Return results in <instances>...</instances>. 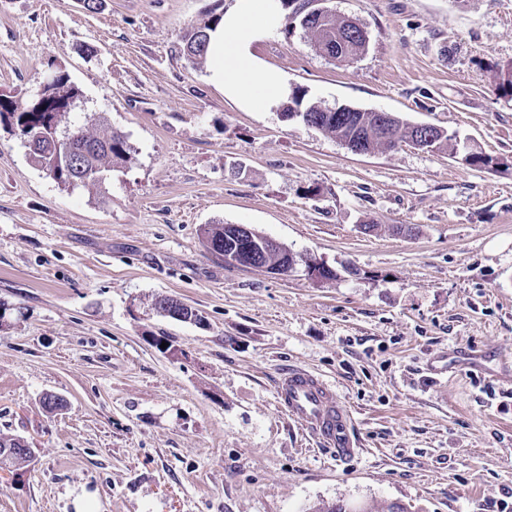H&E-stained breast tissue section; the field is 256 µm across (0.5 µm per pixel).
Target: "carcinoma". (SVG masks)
I'll use <instances>...</instances> for the list:
<instances>
[{
	"label": "carcinoma",
	"instance_id": "obj_1",
	"mask_svg": "<svg viewBox=\"0 0 512 512\" xmlns=\"http://www.w3.org/2000/svg\"><path fill=\"white\" fill-rule=\"evenodd\" d=\"M284 8L292 9V13L301 20L300 28L311 35L315 50L321 55L334 59L336 55L329 53L330 46L336 44V37L343 32V21L336 18V14L328 13L322 19L306 20L304 14L297 13L300 4L297 0H283ZM224 13H211L202 24L193 25L183 36V52L186 59L192 63L203 61L207 56L209 41L200 38V35L210 34L214 26L221 21ZM498 91L504 97L512 98V64L500 67L496 71ZM81 95L80 89L69 82L64 73H57L49 81V85L42 97L29 103H20L8 96L0 95V124L9 131L23 130L31 135L40 134L42 139L38 146L30 151L31 161L41 170L53 172L55 182L64 187L73 186L71 179H82L83 185H95L101 182L99 176L121 167L130 160L131 146L125 135L113 133L109 136L99 137L92 128L101 123L95 116L85 118V123L78 127L80 141L89 147L88 155L80 159V168H75L65 161V150L56 144L50 137V129L60 125L62 117L67 114V108ZM306 92L300 88L292 91L288 97L285 111L301 108L320 120L319 129L335 137L339 141L349 139L354 135L363 136L370 143L372 150L389 148L400 143H408L413 139L415 128L404 120L395 122L392 134L385 136L379 132L375 122L374 113L358 110L356 112L324 111V106L305 100ZM461 161L469 167L476 169H490L496 163L492 157L478 151H468L462 154ZM203 236L208 250L217 257L238 249L243 252L249 250L259 255L257 267L268 271L281 266L290 254V249L279 245L274 249H263L260 242L264 235L259 232L253 234V239L247 242L234 241L228 235L226 224H207L203 228ZM28 441L21 436H0V465L10 464L20 470L30 463L24 450ZM312 512H410V506L393 501L383 507L373 502H366L358 508L350 507L346 502H320L312 507Z\"/></svg>",
	"mask_w": 512,
	"mask_h": 512
}]
</instances>
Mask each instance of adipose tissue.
I'll use <instances>...</instances> for the list:
<instances>
[{"instance_id":"obj_1","label":"adipose tissue","mask_w":512,"mask_h":512,"mask_svg":"<svg viewBox=\"0 0 512 512\" xmlns=\"http://www.w3.org/2000/svg\"><path fill=\"white\" fill-rule=\"evenodd\" d=\"M284 13L280 0H234L211 34L210 78L243 111L271 112L288 98L286 77L253 51L280 26Z\"/></svg>"}]
</instances>
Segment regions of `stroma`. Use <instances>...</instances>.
I'll return each mask as SVG.
<instances>
[{
	"mask_svg": "<svg viewBox=\"0 0 512 512\" xmlns=\"http://www.w3.org/2000/svg\"><path fill=\"white\" fill-rule=\"evenodd\" d=\"M231 0H0V94L58 72L133 159L64 189L0 127V512H308L343 500L492 512L512 499V0H330L367 46L339 62L280 25L254 52L329 106L433 125L497 158L409 144L356 154L244 112L182 55ZM244 224L331 267H228L204 225ZM372 232H365V225ZM173 296L207 318L157 315ZM165 336L190 358L148 342ZM332 381L359 451L317 447L275 404L282 369ZM65 399L56 414L44 395ZM24 445H29L27 440L21 436L14 435H1L0 436V465L10 464L15 467L16 471L23 469L29 465L32 460H29L27 453L25 452ZM6 450L10 451V454H6Z\"/></svg>",
	"mask_w": 512,
	"mask_h": 512,
	"instance_id": "obj_1",
	"label": "stroma"
}]
</instances>
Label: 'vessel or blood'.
Returning <instances> with one entry per match:
<instances>
[{
	"label": "vessel or blood",
	"mask_w": 512,
	"mask_h": 512,
	"mask_svg": "<svg viewBox=\"0 0 512 512\" xmlns=\"http://www.w3.org/2000/svg\"><path fill=\"white\" fill-rule=\"evenodd\" d=\"M276 396L279 407L319 446L340 458L354 455L350 414L330 383L306 369L291 367L280 374Z\"/></svg>",
	"instance_id": "b4317fda"
}]
</instances>
